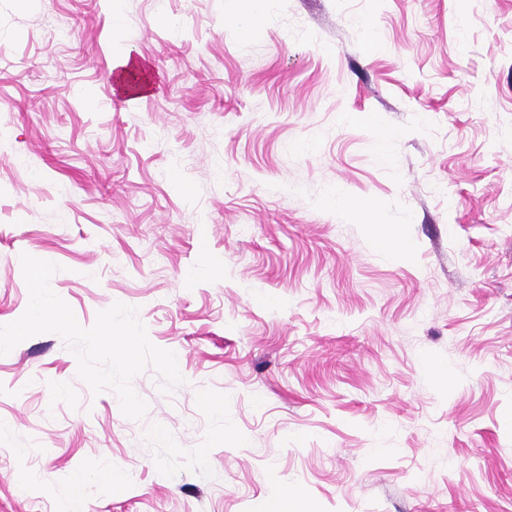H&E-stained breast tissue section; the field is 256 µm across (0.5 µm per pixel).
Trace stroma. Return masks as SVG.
Returning <instances> with one entry per match:
<instances>
[{"mask_svg":"<svg viewBox=\"0 0 512 512\" xmlns=\"http://www.w3.org/2000/svg\"><path fill=\"white\" fill-rule=\"evenodd\" d=\"M242 10L0 0V325L39 256L184 378L0 355V512H512V0Z\"/></svg>","mask_w":512,"mask_h":512,"instance_id":"35a3bbf8","label":"stroma"}]
</instances>
